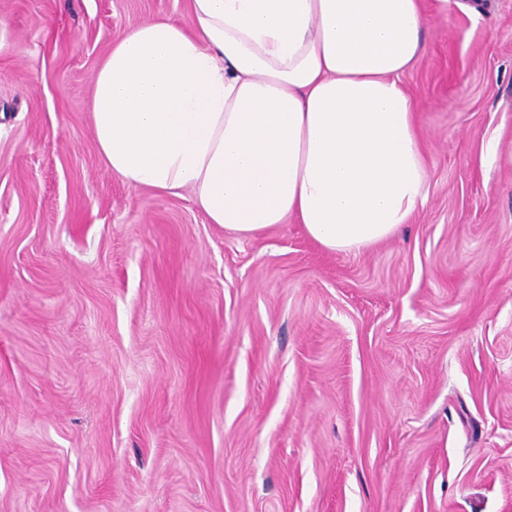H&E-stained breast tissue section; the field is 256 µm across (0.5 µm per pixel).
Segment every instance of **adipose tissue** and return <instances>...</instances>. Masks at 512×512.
Here are the masks:
<instances>
[{"label":"adipose tissue","instance_id":"adipose-tissue-1","mask_svg":"<svg viewBox=\"0 0 512 512\" xmlns=\"http://www.w3.org/2000/svg\"><path fill=\"white\" fill-rule=\"evenodd\" d=\"M190 26L137 24L99 62L98 152L128 184L189 193L251 238L296 218L326 250L389 239L424 205L427 167L401 78L422 0H188Z\"/></svg>","mask_w":512,"mask_h":512}]
</instances>
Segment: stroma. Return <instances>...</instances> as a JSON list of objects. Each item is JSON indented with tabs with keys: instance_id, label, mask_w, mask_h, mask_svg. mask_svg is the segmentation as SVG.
I'll list each match as a JSON object with an SVG mask.
<instances>
[{
	"instance_id": "1",
	"label": "stroma",
	"mask_w": 512,
	"mask_h": 512,
	"mask_svg": "<svg viewBox=\"0 0 512 512\" xmlns=\"http://www.w3.org/2000/svg\"><path fill=\"white\" fill-rule=\"evenodd\" d=\"M425 0L427 199L251 239L92 133L112 41L187 0H0V512H512V0Z\"/></svg>"
}]
</instances>
